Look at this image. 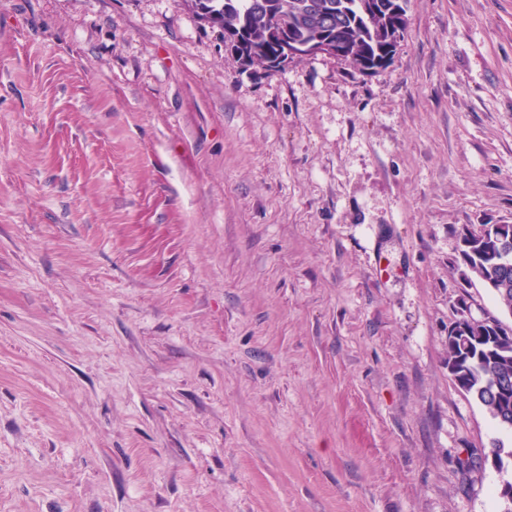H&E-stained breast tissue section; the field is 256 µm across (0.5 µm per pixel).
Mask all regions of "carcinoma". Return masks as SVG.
Segmentation results:
<instances>
[{
	"label": "carcinoma",
	"instance_id": "obj_1",
	"mask_svg": "<svg viewBox=\"0 0 512 512\" xmlns=\"http://www.w3.org/2000/svg\"><path fill=\"white\" fill-rule=\"evenodd\" d=\"M188 0L192 11L224 33L226 50L239 62L272 70L282 44L336 41V59L362 72L382 68L395 54L397 34L407 24L409 0ZM462 260L500 305L512 310V239L488 229L485 240L462 237ZM467 341L448 336V369L454 384L470 395L496 425L512 422V324L492 326L464 320Z\"/></svg>",
	"mask_w": 512,
	"mask_h": 512
}]
</instances>
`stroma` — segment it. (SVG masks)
I'll return each mask as SVG.
<instances>
[{
  "mask_svg": "<svg viewBox=\"0 0 512 512\" xmlns=\"http://www.w3.org/2000/svg\"><path fill=\"white\" fill-rule=\"evenodd\" d=\"M512 0L243 69L184 0H0V512H502L448 373L499 312ZM498 234L489 227L487 238L482 241L464 233L460 255L480 282L486 286L491 284L488 288L501 307L512 312V236L510 240H501Z\"/></svg>",
  "mask_w": 512,
  "mask_h": 512,
  "instance_id": "1",
  "label": "stroma"
}]
</instances>
